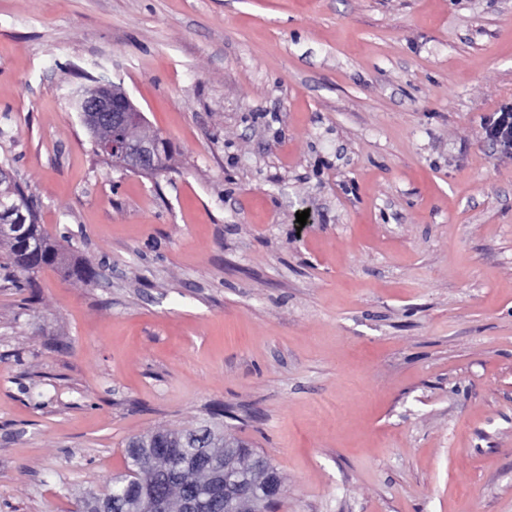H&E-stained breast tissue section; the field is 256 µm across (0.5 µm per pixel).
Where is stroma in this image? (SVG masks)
Here are the masks:
<instances>
[{
    "mask_svg": "<svg viewBox=\"0 0 512 512\" xmlns=\"http://www.w3.org/2000/svg\"><path fill=\"white\" fill-rule=\"evenodd\" d=\"M96 81L169 170L96 154ZM509 104L512 0H0V163L98 273L0 268V512L217 406L271 512H512ZM486 137L505 151H512V106L502 107L483 119Z\"/></svg>",
    "mask_w": 512,
    "mask_h": 512,
    "instance_id": "35a3bbf8",
    "label": "stroma"
}]
</instances>
